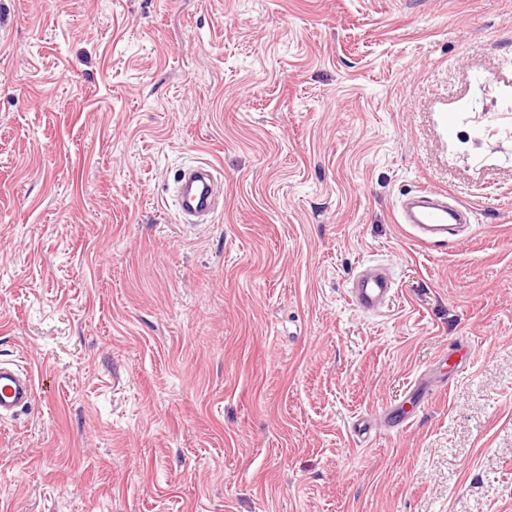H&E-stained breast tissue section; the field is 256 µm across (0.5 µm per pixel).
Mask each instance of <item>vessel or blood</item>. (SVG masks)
I'll list each match as a JSON object with an SVG mask.
<instances>
[{"label":"vessel or blood","mask_w":512,"mask_h":512,"mask_svg":"<svg viewBox=\"0 0 512 512\" xmlns=\"http://www.w3.org/2000/svg\"><path fill=\"white\" fill-rule=\"evenodd\" d=\"M217 170L200 163L186 167L173 187L172 203L183 222H207L220 205ZM460 208L448 205L447 198L419 190L403 199L399 205V221L410 230L413 238L424 245L447 243L456 231L457 222L465 219ZM393 280L389 270L377 265L360 271L349 289L351 302L361 311L374 313L390 300ZM35 396L34 376L16 363H0V416L17 414L32 403Z\"/></svg>","instance_id":"vessel-or-blood-1"}]
</instances>
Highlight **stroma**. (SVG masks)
I'll return each mask as SVG.
<instances>
[{"label":"stroma","mask_w":512,"mask_h":512,"mask_svg":"<svg viewBox=\"0 0 512 512\" xmlns=\"http://www.w3.org/2000/svg\"><path fill=\"white\" fill-rule=\"evenodd\" d=\"M1 33L0 360L37 393L0 512H512V0H0ZM420 187L469 211L445 247L398 222ZM221 177L207 163L186 167L173 187L172 203L184 223L207 222L220 205L218 185ZM351 302L361 311L374 313L382 309L393 292L391 274L384 266H373L360 271L349 288Z\"/></svg>","instance_id":"1"}]
</instances>
